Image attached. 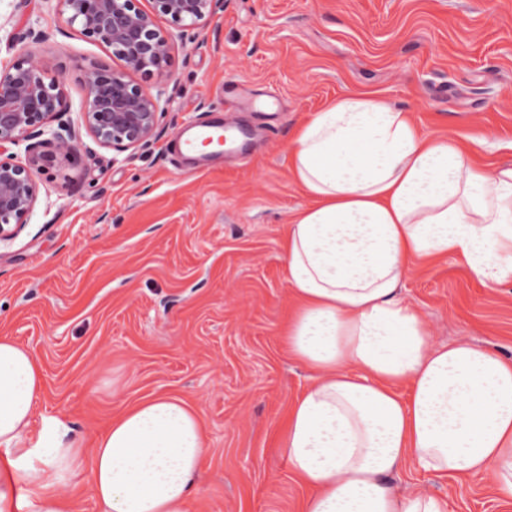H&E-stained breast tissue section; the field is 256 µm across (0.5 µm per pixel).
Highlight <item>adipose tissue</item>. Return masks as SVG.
Listing matches in <instances>:
<instances>
[{"instance_id": "ef3b65f1", "label": "adipose tissue", "mask_w": 512, "mask_h": 512, "mask_svg": "<svg viewBox=\"0 0 512 512\" xmlns=\"http://www.w3.org/2000/svg\"><path fill=\"white\" fill-rule=\"evenodd\" d=\"M288 152L310 198L280 244L294 302L284 336L311 373L279 438L307 490L301 512H448L394 488L410 461L443 478L495 472L511 503L512 357L434 344L402 286L412 265L448 255L482 283L512 280V164L477 168L356 91L303 123ZM43 388L30 347L0 334V512H74L60 489L84 470L98 512H186L209 451L196 408L156 393L87 449L60 417L33 432Z\"/></svg>"}]
</instances>
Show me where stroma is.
Returning <instances> with one entry per match:
<instances>
[{
	"label": "stroma",
	"mask_w": 512,
	"mask_h": 512,
	"mask_svg": "<svg viewBox=\"0 0 512 512\" xmlns=\"http://www.w3.org/2000/svg\"><path fill=\"white\" fill-rule=\"evenodd\" d=\"M40 18L48 39H23ZM181 85L146 151L83 136L56 159L25 228L0 243V332L40 359L44 416L92 444L122 406L164 391L200 413L209 443L187 512H299L307 491L278 448L307 386L283 332L293 305L280 241L310 199L294 181L296 128L355 90L409 112L487 169L512 163V0H226L196 42L180 39ZM29 51L60 77L77 121L91 62L121 60L67 24L52 0H0V61ZM279 96L255 111L267 142L248 159L191 171L168 147L220 106L225 80ZM403 295L434 343L467 340L512 357V282L485 284L455 256L415 267ZM402 493L451 512H512L487 472L443 479L406 465Z\"/></svg>",
	"instance_id": "35a3bbf8"
}]
</instances>
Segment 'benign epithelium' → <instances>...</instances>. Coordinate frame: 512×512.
I'll return each instance as SVG.
<instances>
[{"label": "benign epithelium", "instance_id": "obj_1", "mask_svg": "<svg viewBox=\"0 0 512 512\" xmlns=\"http://www.w3.org/2000/svg\"><path fill=\"white\" fill-rule=\"evenodd\" d=\"M139 0H57L68 24L110 49L120 69L92 63L86 70L80 123L97 145L117 153L151 146L159 137L166 107L178 88L170 82L173 41L158 25L163 18L182 27L184 38L197 39L222 7L223 0H152L145 10ZM157 77L146 90L131 75ZM71 110L62 84L47 78L27 54L0 65V241L12 239L28 223L40 196V173L50 156L66 157L76 148L74 126L61 117ZM25 146V162L11 148Z\"/></svg>", "mask_w": 512, "mask_h": 512}]
</instances>
